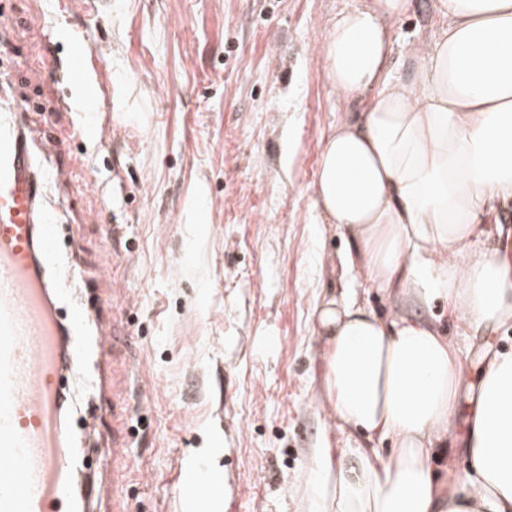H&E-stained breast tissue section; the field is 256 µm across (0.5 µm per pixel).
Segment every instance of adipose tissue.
Listing matches in <instances>:
<instances>
[{
    "mask_svg": "<svg viewBox=\"0 0 512 512\" xmlns=\"http://www.w3.org/2000/svg\"><path fill=\"white\" fill-rule=\"evenodd\" d=\"M410 7L365 0L337 16L323 49L332 85L364 109L331 129L316 202L352 240L350 264L402 310L319 311L337 426L394 448L314 449L305 512H512V349L481 369L466 468L443 482L433 459L453 437L461 353L431 313L444 301L463 325L512 327L503 263L473 244L495 203L512 201V0H438L448 26L414 47L413 74L400 79L390 23Z\"/></svg>",
    "mask_w": 512,
    "mask_h": 512,
    "instance_id": "adipose-tissue-1",
    "label": "adipose tissue"
}]
</instances>
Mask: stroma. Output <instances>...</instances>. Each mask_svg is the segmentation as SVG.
Here are the masks:
<instances>
[{
  "mask_svg": "<svg viewBox=\"0 0 512 512\" xmlns=\"http://www.w3.org/2000/svg\"><path fill=\"white\" fill-rule=\"evenodd\" d=\"M362 0H0V75L34 128L69 269L61 306L100 305L122 340L76 363L65 412L87 435L100 512H183L201 478L212 512H303L305 461L355 448L321 397L316 308L351 295L394 304L348 269V238L315 201L323 145L354 104L325 69L336 15ZM393 23L395 74L447 23L411 0ZM109 80L99 136L61 69L71 43ZM70 97L71 110L60 109ZM463 357L452 427L463 437L476 373L510 328L433 308Z\"/></svg>",
  "mask_w": 512,
  "mask_h": 512,
  "instance_id": "obj_1",
  "label": "stroma"
}]
</instances>
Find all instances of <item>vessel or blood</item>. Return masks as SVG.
<instances>
[{"label": "vessel or blood", "mask_w": 512, "mask_h": 512, "mask_svg": "<svg viewBox=\"0 0 512 512\" xmlns=\"http://www.w3.org/2000/svg\"><path fill=\"white\" fill-rule=\"evenodd\" d=\"M64 76L94 106L105 101L108 84L87 52L72 51ZM36 144L21 113H0V512L73 501L63 379L78 353L71 330L87 313L66 324L54 303L65 274L55 266L58 226L41 206ZM211 497V487L191 484L184 512H209Z\"/></svg>", "instance_id": "obj_1"}]
</instances>
